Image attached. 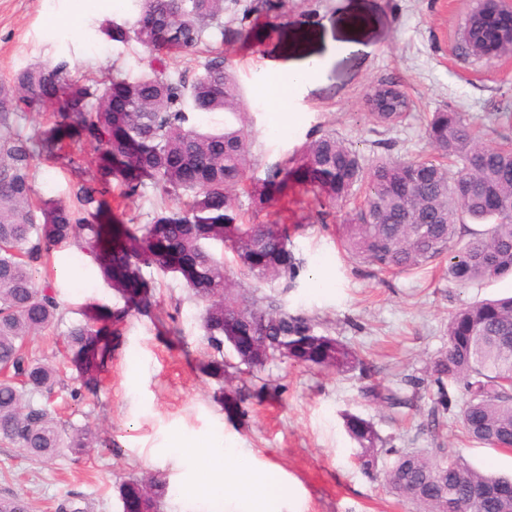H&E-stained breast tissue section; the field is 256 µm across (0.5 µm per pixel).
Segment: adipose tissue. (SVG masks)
I'll return each instance as SVG.
<instances>
[{
	"label": "adipose tissue",
	"instance_id": "ef3b65f1",
	"mask_svg": "<svg viewBox=\"0 0 512 512\" xmlns=\"http://www.w3.org/2000/svg\"><path fill=\"white\" fill-rule=\"evenodd\" d=\"M326 65V58L318 56L289 66L285 71L278 65L268 64L258 90L267 98L281 99L282 86L292 89L306 86L324 73ZM172 450L196 459L210 496L223 498L226 512H268L269 503L282 501L288 495L287 486L275 473L257 471L248 453L224 442L177 439L172 443Z\"/></svg>",
	"mask_w": 512,
	"mask_h": 512
}]
</instances>
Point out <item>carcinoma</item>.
<instances>
[{"label":"carcinoma","instance_id":"cac0c4a2","mask_svg":"<svg viewBox=\"0 0 512 512\" xmlns=\"http://www.w3.org/2000/svg\"><path fill=\"white\" fill-rule=\"evenodd\" d=\"M135 14H155L167 38L146 39L137 21L108 24L111 40L133 39L155 53L190 50L203 42L213 21L224 13V0H133ZM282 4L247 0L241 19L270 14ZM483 3L465 20L460 54L485 60L474 33ZM155 85L144 104L140 86ZM45 84L59 96L38 95ZM111 81L80 86L69 78L68 64H40L0 83V438L25 453L50 459L61 454L80 458L91 451L95 435L86 426L64 428L50 409L58 384L57 369L28 353V343L62 320L51 284L39 280L54 251L77 243L93 254L105 281L121 294L124 306H96L85 322L62 338L65 351L80 364L82 387L97 382L110 351L108 322L155 307L151 284L141 268L171 273L204 303L202 328L208 344L223 354L224 320L245 313L263 322L262 332L282 348L284 360L308 368L348 373L360 367L357 352L321 331L314 317L292 315L275 300L258 295L263 284H295L302 263L291 248L286 224L242 222L234 188L251 170L252 153L242 129L202 131L190 120L195 113L223 111L242 121V87L225 58L208 60L202 73L188 80L163 78L152 71L126 80L132 102L127 112H111ZM402 111L373 112L381 124L407 116ZM43 111L48 125L33 136L12 132L19 114ZM425 134L448 157L435 159L379 157L370 162L351 144L325 133L305 143L295 155L270 167L264 183L285 189L295 177L308 180L323 215L343 205L354 188L366 185L360 203L339 225L340 242L353 258L380 273H405L437 262L446 263L448 283L456 287L512 276V149L482 142L480 127L464 112H431ZM60 162L76 175L72 202L45 201L35 206L34 161ZM98 176L83 178L86 165ZM193 166L198 184L182 182ZM133 197L150 181L161 196L189 197L177 211L162 210L148 224L139 216L112 212L107 200L111 182ZM468 187L466 194L458 185ZM478 224L480 229L470 225ZM220 243L238 267L233 277L208 247ZM448 341L427 373L437 385L431 418L447 411L451 398L445 382L461 385V416L468 437L483 446L512 448V296L485 299L454 310L448 318ZM224 359L213 357L201 371L224 380ZM364 398L393 410L411 404L401 389L367 385ZM345 426L357 444L365 471L375 468L381 440L373 425L353 414ZM390 490L421 512H503L498 489L512 476L472 467L453 455L437 461L423 453L400 455L384 474ZM166 481L156 474L132 478L119 487L125 512H156ZM0 512H28L19 495L0 497Z\"/></svg>","mask_w":512,"mask_h":512}]
</instances>
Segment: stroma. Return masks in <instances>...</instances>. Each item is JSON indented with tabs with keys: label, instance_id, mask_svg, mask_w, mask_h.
<instances>
[{
	"label": "stroma",
	"instance_id": "stroma-1",
	"mask_svg": "<svg viewBox=\"0 0 512 512\" xmlns=\"http://www.w3.org/2000/svg\"><path fill=\"white\" fill-rule=\"evenodd\" d=\"M477 0H285L280 16L251 15L239 22L226 0L220 21L197 48L167 59L166 76L193 78L214 53L227 55L243 87L244 132L257 162L236 194L247 220L294 226L292 247L303 269L293 288L283 282L261 292L293 315L327 320L331 336L354 347L363 370L340 374L273 360L253 376L239 374L237 360L225 354L226 383L202 374L200 364L213 354L201 327V304L189 299L173 274L143 268L155 289L152 315L130 316L115 326L111 352L99 373L96 390L81 399L70 392L81 382L70 356L56 348L62 333L84 321L95 305L123 307L121 296L100 274L90 253L74 247L54 252L45 279L53 285L64 312L54 330L35 337L30 350L58 369L64 383L56 392L55 411L75 425L87 424L99 442L88 455L40 460L0 440V496L19 494L29 512H58L69 494H77L88 512H122L120 483L149 471L167 485L200 482L193 461L175 458L170 439L226 440L246 449L257 470L277 471L288 485L281 512H413L383 482L397 455L425 451L460 454L473 467L512 474V451L469 441L460 420L462 389L448 384L452 408L431 419L433 381H426L413 403L398 411L365 399L368 383L400 387L422 377L427 364L444 350L448 316L464 304L512 294V278L481 285H449L441 271L428 266L402 274H376L341 247L336 218L315 215L312 194L292 182L263 208L267 167L291 157L309 139L330 131L367 158L434 155L424 133L429 112H465L482 125L486 144L512 140V57L491 62L458 55L456 45ZM132 0H0V81L36 64L67 62L78 84L102 76L134 78L151 71V54L136 41L107 39L109 20L133 18ZM248 37H241V30ZM340 36L347 51L328 55L324 75L288 95L287 121L254 93L257 74L267 61L288 66L326 53L329 37ZM397 82L412 107L399 124H374L364 104L367 90ZM114 213L138 214L148 223L162 208L179 200L161 199L153 187L132 198L109 196ZM177 326L178 335L166 334ZM269 384L278 394L251 398L243 412L228 417L221 388ZM369 420L382 445L374 471L356 463V445L344 426V413Z\"/></svg>",
	"mask_w": 512,
	"mask_h": 512
}]
</instances>
